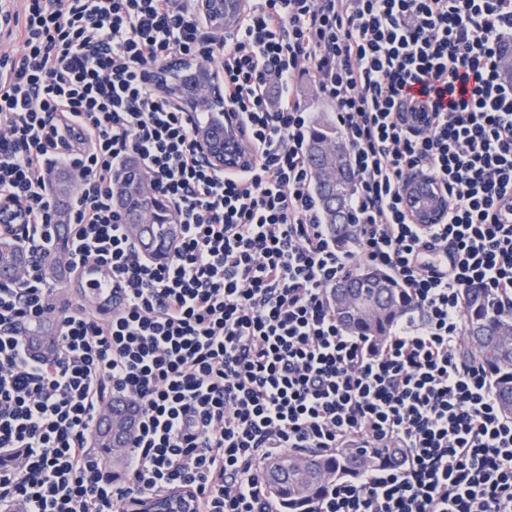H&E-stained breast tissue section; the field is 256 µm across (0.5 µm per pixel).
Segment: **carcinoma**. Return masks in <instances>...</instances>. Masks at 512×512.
<instances>
[{
    "label": "carcinoma",
    "instance_id": "carcinoma-1",
    "mask_svg": "<svg viewBox=\"0 0 512 512\" xmlns=\"http://www.w3.org/2000/svg\"><path fill=\"white\" fill-rule=\"evenodd\" d=\"M328 143L336 144L342 154H347L342 137L336 134V127L319 124L311 131L308 162L314 173L317 201L324 221L338 246L344 248L353 238L346 202L355 185L345 163L339 174H326L320 152ZM142 174L144 171L137 162L128 163L118 183L116 203L126 217L131 236L147 251L164 256L175 241L176 224L170 219V209L162 199L146 196L134 186L136 176ZM71 182V176L66 173L57 175L56 206L61 211L67 207ZM144 213L152 214L151 222L134 223L135 218ZM347 298L379 307L381 316L372 320L353 313L344 304ZM331 302L336 318L348 331L368 336L386 335L391 322L397 320L406 308L399 285L386 274L364 266L351 270L336 283ZM466 341L468 351L491 373L503 411L512 415V313L501 314L489 308L480 294H473L467 309ZM386 454L383 448L367 452L344 448L334 456L309 454L302 457L309 462L304 471L296 467V462L302 458L283 455L266 469L267 491L282 512H307V503L321 492L329 479L377 466Z\"/></svg>",
    "mask_w": 512,
    "mask_h": 512
}]
</instances>
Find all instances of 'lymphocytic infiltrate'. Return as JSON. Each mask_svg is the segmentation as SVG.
Wrapping results in <instances>:
<instances>
[{
	"mask_svg": "<svg viewBox=\"0 0 512 512\" xmlns=\"http://www.w3.org/2000/svg\"><path fill=\"white\" fill-rule=\"evenodd\" d=\"M510 48L512 0H248L221 35L196 0H0V237L31 255L0 281V512L173 494L185 512H279L266 465L342 448L394 460L331 480L309 512H512V416L465 353L471 292L512 313ZM173 57L223 69L250 146L236 173L199 158L207 113L149 82ZM303 76L347 145L351 250L316 202ZM132 159L181 226L162 259L114 201ZM55 169L76 178L63 268L111 274L110 318L54 304ZM416 172L448 193L440 223L407 216ZM360 262L406 298L382 337L330 303ZM49 318L53 348L35 352ZM117 401L137 424L110 474L91 438Z\"/></svg>",
	"mask_w": 512,
	"mask_h": 512,
	"instance_id": "lymphocytic-infiltrate-1",
	"label": "lymphocytic infiltrate"
}]
</instances>
